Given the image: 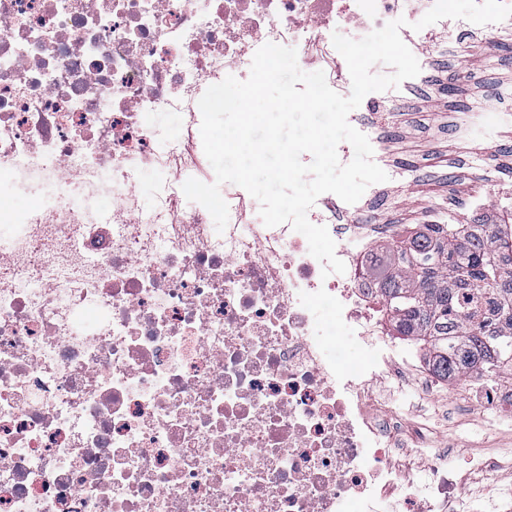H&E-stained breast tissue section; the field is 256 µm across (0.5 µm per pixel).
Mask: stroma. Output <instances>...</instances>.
Instances as JSON below:
<instances>
[{"label": "stroma", "instance_id": "35a3bbf8", "mask_svg": "<svg viewBox=\"0 0 512 512\" xmlns=\"http://www.w3.org/2000/svg\"><path fill=\"white\" fill-rule=\"evenodd\" d=\"M449 38L466 48V59L422 44L418 53L430 64L422 79L368 115L388 160L407 171L403 182L388 185L357 217L383 227L373 252L395 247L423 224H479L495 213L512 224V212L503 207L512 192V50L490 48L482 35L458 28ZM371 387L377 395L371 412L395 413L401 432L392 465L417 489L430 483L432 473L414 435L449 449L452 471L470 459L512 450V416L460 407L456 385L422 391L379 377ZM511 489L512 475L502 470L471 485L463 499L470 512H492Z\"/></svg>", "mask_w": 512, "mask_h": 512}]
</instances>
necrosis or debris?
Returning <instances> with one entry per match:
<instances>
[{"mask_svg":"<svg viewBox=\"0 0 512 512\" xmlns=\"http://www.w3.org/2000/svg\"><path fill=\"white\" fill-rule=\"evenodd\" d=\"M398 2L0 0V512H371L395 492L417 512L389 466L394 422L365 412L373 355L322 357L312 316L339 311L373 347L374 225L326 276L290 225L247 221L239 186L221 232L202 205L179 208L181 182L147 212L129 190L145 158L200 167L206 85L247 79L265 43L296 44L349 94L330 29L369 34ZM165 110L186 140L158 141ZM458 393L512 414L510 375ZM495 467L512 458L433 466L431 512Z\"/></svg>","mask_w":512,"mask_h":512,"instance_id":"1","label":"necrosis or debris"}]
</instances>
